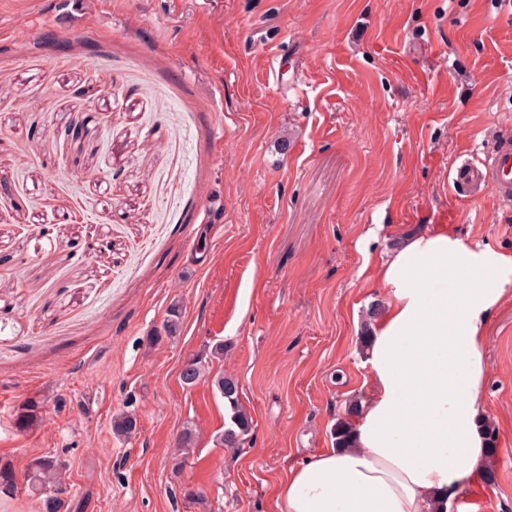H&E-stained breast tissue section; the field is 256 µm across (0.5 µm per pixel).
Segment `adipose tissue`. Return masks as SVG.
<instances>
[{"mask_svg": "<svg viewBox=\"0 0 512 512\" xmlns=\"http://www.w3.org/2000/svg\"><path fill=\"white\" fill-rule=\"evenodd\" d=\"M377 276L389 300L372 330L353 445L292 467L283 512H449L492 463L481 348L512 284V254L443 226L404 239Z\"/></svg>", "mask_w": 512, "mask_h": 512, "instance_id": "ef3b65f1", "label": "adipose tissue"}]
</instances>
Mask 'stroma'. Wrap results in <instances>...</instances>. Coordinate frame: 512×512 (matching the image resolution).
<instances>
[{
  "instance_id": "obj_1",
  "label": "stroma",
  "mask_w": 512,
  "mask_h": 512,
  "mask_svg": "<svg viewBox=\"0 0 512 512\" xmlns=\"http://www.w3.org/2000/svg\"><path fill=\"white\" fill-rule=\"evenodd\" d=\"M295 45L285 95L271 62ZM507 132L512 0H107L88 25L0 0V512H44L46 454L82 512H279L369 395L387 253L439 224L512 252V201L448 177ZM219 341L210 371L253 420L235 449L223 398L180 378ZM485 358L493 478L450 512H512V295ZM65 468V461L49 454L33 460L28 470V483L34 491L41 495L53 493L57 496L48 508L50 512H60L65 505V501L60 497L64 487L59 477Z\"/></svg>"
}]
</instances>
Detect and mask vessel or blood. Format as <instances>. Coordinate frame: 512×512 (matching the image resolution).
<instances>
[{
  "label": "vessel or blood",
  "mask_w": 512,
  "mask_h": 512,
  "mask_svg": "<svg viewBox=\"0 0 512 512\" xmlns=\"http://www.w3.org/2000/svg\"><path fill=\"white\" fill-rule=\"evenodd\" d=\"M454 190L495 192L506 201L512 200V139L498 141L484 159L466 158L450 170Z\"/></svg>",
  "instance_id": "obj_1"
}]
</instances>
